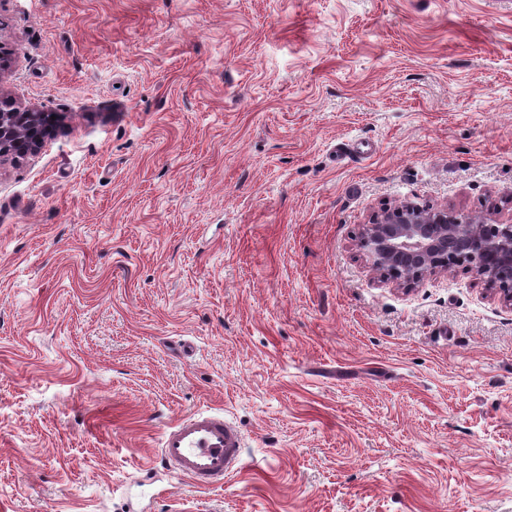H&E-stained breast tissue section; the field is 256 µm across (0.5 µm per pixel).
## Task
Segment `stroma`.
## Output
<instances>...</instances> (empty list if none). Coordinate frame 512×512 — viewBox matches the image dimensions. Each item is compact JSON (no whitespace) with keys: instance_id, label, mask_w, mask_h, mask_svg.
<instances>
[{"instance_id":"obj_1","label":"stroma","mask_w":512,"mask_h":512,"mask_svg":"<svg viewBox=\"0 0 512 512\" xmlns=\"http://www.w3.org/2000/svg\"><path fill=\"white\" fill-rule=\"evenodd\" d=\"M0 49L59 116L0 166V512H512V305L357 248L512 222V0H0ZM160 452L168 465L196 486L219 488L240 468L242 438L222 414L193 412L166 429Z\"/></svg>"}]
</instances>
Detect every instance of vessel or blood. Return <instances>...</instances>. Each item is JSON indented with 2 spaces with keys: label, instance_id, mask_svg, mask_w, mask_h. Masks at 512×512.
<instances>
[{
  "label": "vessel or blood",
  "instance_id": "1",
  "mask_svg": "<svg viewBox=\"0 0 512 512\" xmlns=\"http://www.w3.org/2000/svg\"><path fill=\"white\" fill-rule=\"evenodd\" d=\"M161 455L196 486L219 488L225 478L235 475L240 468L242 438L222 414L193 412L166 429Z\"/></svg>",
  "mask_w": 512,
  "mask_h": 512
}]
</instances>
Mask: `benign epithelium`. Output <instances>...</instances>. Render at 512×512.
Wrapping results in <instances>:
<instances>
[{
	"mask_svg": "<svg viewBox=\"0 0 512 512\" xmlns=\"http://www.w3.org/2000/svg\"><path fill=\"white\" fill-rule=\"evenodd\" d=\"M52 116L0 88V164L37 149ZM358 247L378 279L398 289L464 267L512 302V224L490 216L475 222L446 208L387 204L364 225Z\"/></svg>",
	"mask_w": 512,
	"mask_h": 512,
	"instance_id": "1",
	"label": "benign epithelium"
}]
</instances>
